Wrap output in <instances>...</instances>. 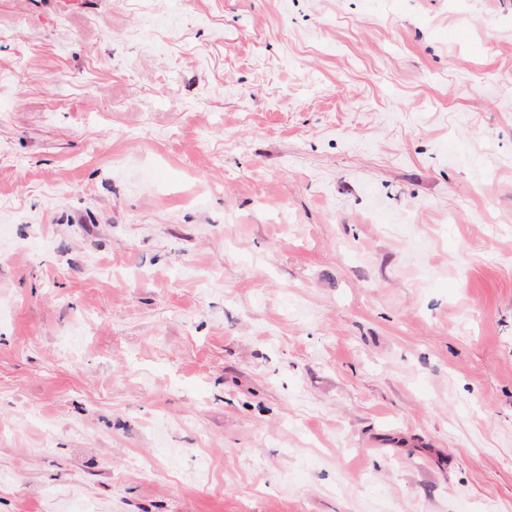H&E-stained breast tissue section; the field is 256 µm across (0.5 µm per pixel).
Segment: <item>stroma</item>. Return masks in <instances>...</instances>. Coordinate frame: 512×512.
I'll return each instance as SVG.
<instances>
[{
  "instance_id": "obj_1",
  "label": "stroma",
  "mask_w": 512,
  "mask_h": 512,
  "mask_svg": "<svg viewBox=\"0 0 512 512\" xmlns=\"http://www.w3.org/2000/svg\"><path fill=\"white\" fill-rule=\"evenodd\" d=\"M0 512H512V0H0Z\"/></svg>"
}]
</instances>
